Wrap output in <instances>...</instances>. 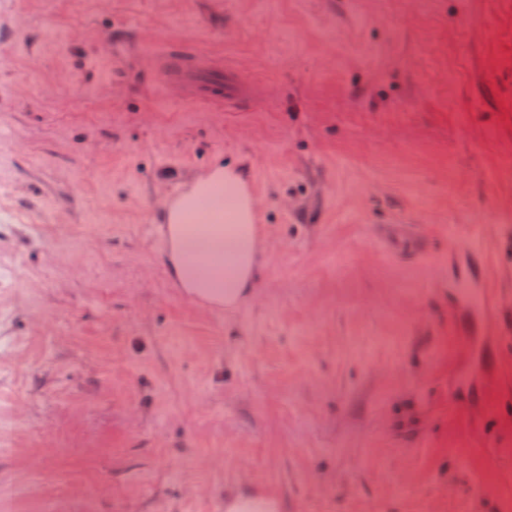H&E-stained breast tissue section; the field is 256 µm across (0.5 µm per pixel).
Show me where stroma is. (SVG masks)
Listing matches in <instances>:
<instances>
[{
	"mask_svg": "<svg viewBox=\"0 0 512 512\" xmlns=\"http://www.w3.org/2000/svg\"><path fill=\"white\" fill-rule=\"evenodd\" d=\"M174 45L246 110L163 86ZM218 160L261 203L230 313L171 277L161 207ZM471 244L505 306L475 423ZM4 272L0 512H512V0H0ZM479 255L475 247L455 250L450 255L453 265L458 267V277L452 289L455 305L449 320L456 333L463 336L464 352L457 359V371L448 378V384L457 401L469 399L473 408L481 393L493 391L498 385V351L492 337L496 329L495 310L501 306V297ZM280 509L279 497L271 493L257 496L238 488L224 493L225 512H279Z\"/></svg>",
	"mask_w": 512,
	"mask_h": 512,
	"instance_id": "stroma-1",
	"label": "stroma"
}]
</instances>
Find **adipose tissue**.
Returning a JSON list of instances; mask_svg holds the SVG:
<instances>
[{
  "mask_svg": "<svg viewBox=\"0 0 512 512\" xmlns=\"http://www.w3.org/2000/svg\"><path fill=\"white\" fill-rule=\"evenodd\" d=\"M228 207L230 223L217 222ZM256 214L243 174L221 162L166 205L170 274L190 297L228 312L255 298L263 249Z\"/></svg>",
  "mask_w": 512,
  "mask_h": 512,
  "instance_id": "ef3b65f1",
  "label": "adipose tissue"
}]
</instances>
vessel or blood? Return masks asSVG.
Wrapping results in <instances>:
<instances>
[{"instance_id": "vessel-or-blood-1", "label": "vessel or blood", "mask_w": 512, "mask_h": 512, "mask_svg": "<svg viewBox=\"0 0 512 512\" xmlns=\"http://www.w3.org/2000/svg\"><path fill=\"white\" fill-rule=\"evenodd\" d=\"M159 74L163 83L178 84L191 92L195 101L237 111L244 86L232 67L205 62L172 51L162 55ZM450 259L458 268L452 290L455 305L449 316L456 333L463 338L464 352L456 361V373L448 384L457 400L477 404L481 393L498 385V351L492 344L496 329L495 311L501 305L500 291L495 288L477 248L453 251Z\"/></svg>"}]
</instances>
